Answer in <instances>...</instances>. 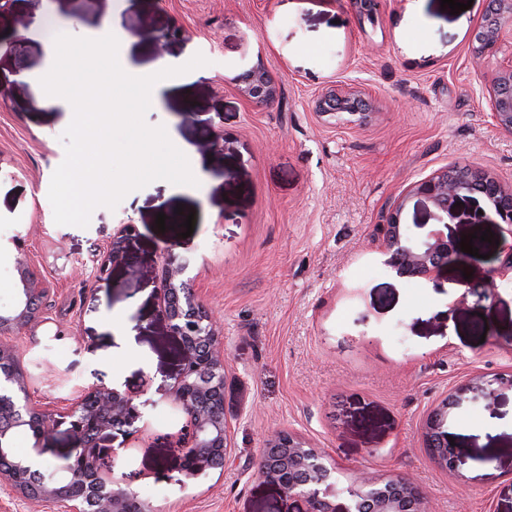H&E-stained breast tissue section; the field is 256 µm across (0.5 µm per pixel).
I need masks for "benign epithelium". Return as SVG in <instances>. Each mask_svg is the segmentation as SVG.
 Segmentation results:
<instances>
[{
  "label": "benign epithelium",
  "instance_id": "obj_1",
  "mask_svg": "<svg viewBox=\"0 0 512 512\" xmlns=\"http://www.w3.org/2000/svg\"><path fill=\"white\" fill-rule=\"evenodd\" d=\"M512 16V0H487L481 25L483 36L473 47L479 60L493 52L504 34L512 35L505 18ZM241 94L257 103L275 101V81L258 63L238 77ZM493 112L497 129L512 138V59L499 69L490 82ZM359 91L348 88L324 94L319 100L322 115L336 123L362 126L369 113L362 110ZM483 186L473 188L452 181L448 170L442 169L408 186L406 193L386 215L385 249L390 265L402 276L430 278L448 264L463 266L467 255L458 249L448 235L434 230L421 242H413L402 230L401 216L407 202L423 197L441 213L454 215L455 203L468 194L487 198L497 217L502 239L512 240V187L488 172L478 173ZM131 225L122 227L104 253L100 272L128 259L126 240ZM503 258L494 270L499 278L512 280V243L501 250ZM186 266L167 260L164 266V307L162 314L171 332L178 336L184 349L183 367L173 386L172 396L187 415L185 432L173 441L181 457L182 470L195 477L217 467L214 454L227 452L228 437L224 421V343L220 328L212 315L198 301L184 278ZM21 289L13 309L0 313V333H16L43 321L41 304L46 293L42 280L30 268L25 257L17 261ZM13 348L0 345V459H13L0 478L23 494L40 501H63L67 512H88V504L99 505V512H156L153 506L138 498L132 485L139 474L130 471L117 481L113 468L117 449L106 445L113 433L133 434L141 412L135 396L104 384L74 390V397L56 412L36 407L29 402L28 381L24 370L15 362ZM456 397L436 409L426 423V438L435 439L448 448L437 457L439 465L453 470L457 455L448 447L442 426L448 409L460 404ZM69 424L73 447L64 457L65 482H47L39 487L27 484L25 475L34 471V461L53 433L58 420ZM31 433L32 454L16 458L10 452L14 434L19 430ZM262 475L276 484L285 498L302 505L299 512H336V483L333 468L324 456L301 437L285 431L272 434L262 453ZM348 505L343 512H427L422 490L401 477L382 482L366 473L359 475L346 488Z\"/></svg>",
  "mask_w": 512,
  "mask_h": 512
}]
</instances>
